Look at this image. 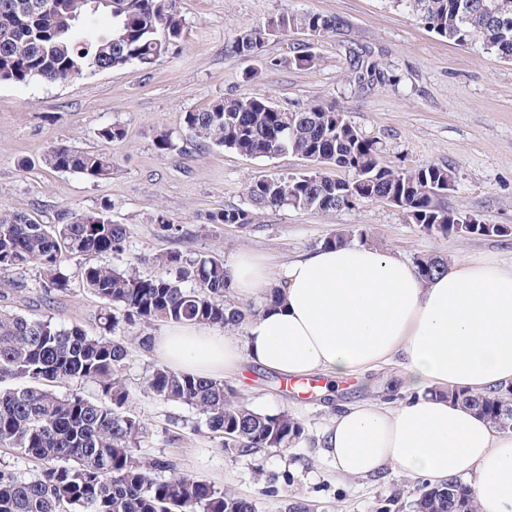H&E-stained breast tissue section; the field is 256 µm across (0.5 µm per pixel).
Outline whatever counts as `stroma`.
Returning a JSON list of instances; mask_svg holds the SVG:
<instances>
[{
	"label": "stroma",
	"instance_id": "stroma-1",
	"mask_svg": "<svg viewBox=\"0 0 512 512\" xmlns=\"http://www.w3.org/2000/svg\"><path fill=\"white\" fill-rule=\"evenodd\" d=\"M175 8L184 37L149 67L88 72L64 84L0 83V207L58 224L64 214L109 206L113 222L126 225L129 237L123 252L95 261L144 277L164 274L155 258L169 251L214 255L228 266L252 252L276 270L342 228L366 230L369 243L411 261L443 255L512 264V236L443 239L376 200L330 215L273 208L247 228L208 223L212 212L247 207L248 187L258 178L297 174L308 163L292 154L253 158L183 134L186 112L228 96L260 93L285 111L333 98L363 135L380 142L386 164L449 166L458 184L447 197L450 208L469 211L486 224L512 226V62L449 42L392 0H176ZM306 11L338 16L345 27L323 37L287 32L247 58L231 52L239 25ZM300 48L316 57L315 67L289 65ZM359 49L378 61L384 79L361 87L348 78L350 54ZM112 125L123 128L124 138L99 139V130ZM164 132L174 150L158 149L157 137ZM58 144L110 154L111 178L97 181L46 167L43 155ZM164 219L172 230L161 229ZM85 264L80 257L65 263L70 288L63 296L43 298L39 272L32 267L0 271V292L9 293V310L36 319L49 316L60 326L76 322L93 334L100 301L82 285ZM164 329L158 322L125 330L132 339L125 369L129 407L147 426L139 455L167 457L179 469L251 499L256 512H285L295 499L314 512H374L395 495L402 503L399 512H409L425 479L391 470L372 478L344 477L316 445L320 431L345 406L411 397L402 358L360 377L315 376L317 390L305 396L285 389L276 373L244 367L227 382L248 407L289 412L302 422L305 435L284 451L237 457L220 449L198 410L157 400L147 390L145 381L160 360L137 339L160 336Z\"/></svg>",
	"mask_w": 512,
	"mask_h": 512
}]
</instances>
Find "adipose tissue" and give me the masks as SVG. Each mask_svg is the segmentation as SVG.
Instances as JSON below:
<instances>
[{
    "instance_id": "adipose-tissue-1",
    "label": "adipose tissue",
    "mask_w": 512,
    "mask_h": 512,
    "mask_svg": "<svg viewBox=\"0 0 512 512\" xmlns=\"http://www.w3.org/2000/svg\"><path fill=\"white\" fill-rule=\"evenodd\" d=\"M230 275L247 297L272 284L252 253L239 255ZM279 286L278 303L249 324L244 341L207 324H174L154 342L156 353L176 371L213 379L245 363L294 379L336 378L402 357L418 397L336 412L318 442L324 456L350 477L390 469L433 486L456 477L481 512H512V431L446 397L512 383V264L475 259L426 281L400 254L338 245L289 262Z\"/></svg>"
}]
</instances>
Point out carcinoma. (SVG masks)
Wrapping results in <instances>:
<instances>
[{
    "mask_svg": "<svg viewBox=\"0 0 512 512\" xmlns=\"http://www.w3.org/2000/svg\"><path fill=\"white\" fill-rule=\"evenodd\" d=\"M437 35L458 45L477 46L512 61V0H396ZM105 15L110 25L86 36L81 22ZM326 36L343 29L340 18L319 13H283L272 28L243 26L232 45L238 56L251 57L264 41L290 29ZM181 16L173 0H0V83H63L86 72L137 63L152 64L182 37ZM350 75L361 84L376 76V65L361 55L350 57ZM335 100L286 112L262 94L244 93L185 113L183 128L192 138L254 158L291 153L314 160L310 170L284 176L270 174L248 188L249 207L209 215L211 224L247 228L267 208L321 213L342 210L346 198L373 200L392 196L407 219L428 234L511 236L503 224H468L470 216L448 208L436 193L443 181L455 180L449 167L428 164L392 168L382 162L377 142L360 134ZM46 166L90 179L112 175L104 153L59 145L43 156ZM335 168H345L339 178ZM128 230L114 224L107 210L69 213L61 224H42L19 212L0 209V270L36 267L45 296L63 295L69 281L62 264L123 250ZM156 262L174 277L142 278L130 270L88 264L82 283L104 301L98 314L103 334L89 335L79 324L60 327L52 318L33 319L0 308V448L38 463L31 477L0 468V512H255V504L184 473L166 457L144 459L136 448L147 427L127 411L129 392L123 371L128 338L120 324L205 323L235 326L257 311L224 300L231 292L224 261L203 255L186 258L170 252ZM426 280L441 274L448 260L423 257L415 262ZM193 287L187 288L185 284ZM92 382L101 396L78 392L60 395L61 384ZM146 387L156 398L185 404L205 416L221 449L249 455L264 448L288 449L305 433L288 412L267 414L248 408L238 391L220 380L201 379L164 365L154 368ZM448 400L462 405L499 430L512 429V387L486 393L458 390ZM411 512H480L468 485L450 479L427 486L409 504Z\"/></svg>",
    "mask_w": 512,
    "mask_h": 512,
    "instance_id": "obj_1",
    "label": "carcinoma"
}]
</instances>
